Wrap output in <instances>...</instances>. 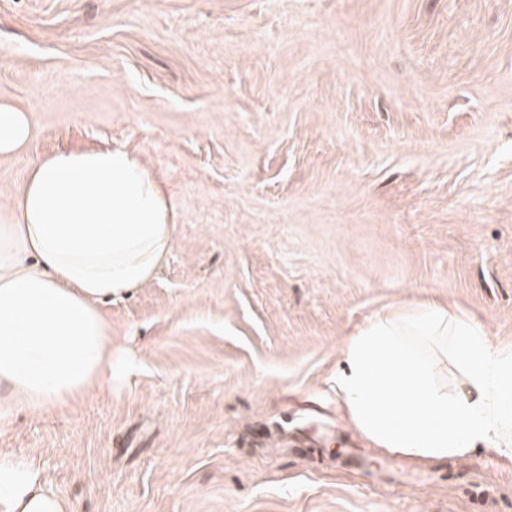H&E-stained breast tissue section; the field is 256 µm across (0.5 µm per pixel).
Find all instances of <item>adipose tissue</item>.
Masks as SVG:
<instances>
[{"instance_id": "adipose-tissue-1", "label": "adipose tissue", "mask_w": 512, "mask_h": 512, "mask_svg": "<svg viewBox=\"0 0 512 512\" xmlns=\"http://www.w3.org/2000/svg\"><path fill=\"white\" fill-rule=\"evenodd\" d=\"M31 117L0 104V157ZM172 201L135 153L61 151L34 161L0 225V416L72 408L112 381L106 302L152 278L174 242ZM336 398L368 447L438 460L512 446V356L443 306L379 312L346 336ZM466 392L436 376L446 361ZM0 512H73L32 456H0Z\"/></svg>"}]
</instances>
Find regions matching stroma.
<instances>
[{
    "instance_id": "35a3bbf8",
    "label": "stroma",
    "mask_w": 512,
    "mask_h": 512,
    "mask_svg": "<svg viewBox=\"0 0 512 512\" xmlns=\"http://www.w3.org/2000/svg\"><path fill=\"white\" fill-rule=\"evenodd\" d=\"M0 103V224L33 158L115 144L175 211L111 388L0 420L74 512H512L511 459L370 448L333 390L381 310L512 352V0H0ZM31 132V117L11 105L0 104V157L23 150Z\"/></svg>"
}]
</instances>
